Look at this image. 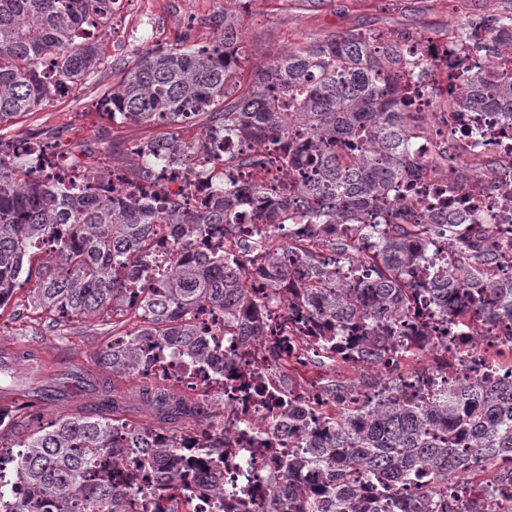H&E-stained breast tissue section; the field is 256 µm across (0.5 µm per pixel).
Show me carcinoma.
Masks as SVG:
<instances>
[{
	"label": "carcinoma",
	"instance_id": "obj_1",
	"mask_svg": "<svg viewBox=\"0 0 512 512\" xmlns=\"http://www.w3.org/2000/svg\"><path fill=\"white\" fill-rule=\"evenodd\" d=\"M118 0H0V128L63 96L93 78L104 64L90 30L105 26ZM239 0H225L224 33L209 45L182 43L148 51L104 89L100 104L130 121H160L175 127L201 119L254 141L283 144L275 159L247 157L232 164L281 166L288 186L279 202L260 211L250 233L249 263L267 281L271 297L285 307L288 332L316 345L315 356L336 357L357 368L380 370L428 335L406 327L417 303L450 323L512 321V277L498 273L504 254L491 251L484 233L460 236L442 214L438 198H423L413 211L412 179L433 174L448 155L421 168L411 157L414 139L426 133L415 94L399 73L434 67L406 54L411 32L394 35L345 32L288 49L259 68L242 73ZM494 36L487 56L512 51V15H490ZM448 112H489L512 126V68L477 69L447 80ZM0 164V308L28 282L29 304L60 318L123 314L126 293L140 296V323L123 335L112 322V339L97 353L99 368L112 378L146 376L151 353L167 348L197 363L210 361L196 325L209 307L224 315V332L237 331L244 345L258 348L265 335L264 305L247 284V270L221 254H198L193 239L215 224L231 227L238 210L275 190L259 183L215 181L210 206L189 211L153 196L115 199L94 195L59 178L52 188L29 163L30 145L10 144ZM130 184L156 180L145 165L121 170ZM308 218L316 224H355V239L320 244L304 235L280 244L277 224ZM172 234L175 258L157 265L156 276L140 275L155 264L161 231ZM48 242L51 261L24 268L31 252ZM442 243L448 258L434 271L416 273L429 262L428 249ZM344 256L343 266L326 263L322 251ZM95 390L100 408L56 418L13 444L7 452L14 486L0 481V512H179L177 502L138 497L137 474L113 476L127 457L155 472L163 490L182 489L180 438L157 437L114 416L124 399L105 380L82 370L72 374ZM279 388L288 407L278 415L276 437L288 439L277 478L269 485L268 512H442L448 489L473 492L479 474L473 463L512 458V381L462 378L427 398L413 394L408 378L383 376L375 399L337 398L340 413L310 419L295 407L307 401L282 373ZM140 401L165 423L209 420L208 405L147 382ZM216 471L224 445L203 443Z\"/></svg>",
	"mask_w": 512,
	"mask_h": 512
}]
</instances>
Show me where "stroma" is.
Returning a JSON list of instances; mask_svg holds the SVG:
<instances>
[{"label":"stroma","instance_id":"35a3bbf8","mask_svg":"<svg viewBox=\"0 0 512 512\" xmlns=\"http://www.w3.org/2000/svg\"><path fill=\"white\" fill-rule=\"evenodd\" d=\"M242 40L239 46L245 69L271 60L287 48L351 30L390 33L410 30L425 39L442 38L449 26L486 15L512 11V0H462L451 9L448 0H322L312 8L302 0H239ZM224 30V0H117L108 29L95 30L104 65L95 80L74 86L46 107L18 117L0 137L24 140L52 152H67L92 171L133 165L127 147L134 140L165 136V126L111 118L97 101L112 85L113 66H130L145 51L176 42L203 46ZM101 319L55 321L52 313L31 309L27 289L17 290L0 309V345H27L51 356L55 368L90 367L100 348L111 341ZM294 392L320 394L329 389L359 390L378 379L377 371L339 363L294 364ZM92 393L75 392L69 405L37 406L20 410L5 405L0 434L17 441L34 431L38 421L91 409Z\"/></svg>","mask_w":512,"mask_h":512}]
</instances>
